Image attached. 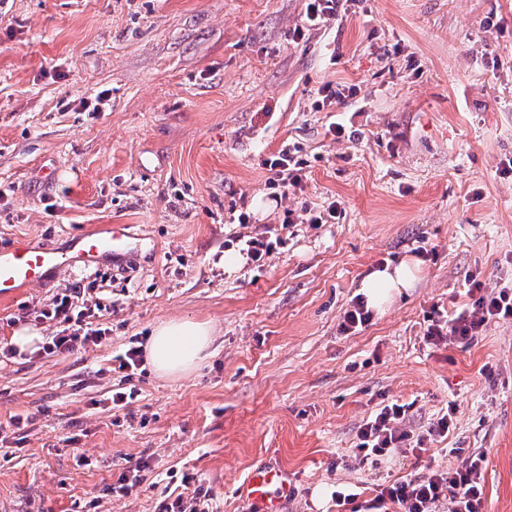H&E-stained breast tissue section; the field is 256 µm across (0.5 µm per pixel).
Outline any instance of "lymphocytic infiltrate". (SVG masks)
Segmentation results:
<instances>
[{
  "mask_svg": "<svg viewBox=\"0 0 512 512\" xmlns=\"http://www.w3.org/2000/svg\"><path fill=\"white\" fill-rule=\"evenodd\" d=\"M272 174L271 183L279 193L285 194L302 182L301 162L294 149L284 147L265 161ZM86 287H75L58 295L51 304L36 311V318L57 327L47 337L42 350L47 354L72 353L89 345H97L109 335V328L95 324L93 309L84 305ZM469 293L474 301L471 307L452 318H434L428 324L424 338L433 345L448 342L465 343L474 339L490 320H512V289H487L480 280H472ZM407 413L403 404L383 406L361 426L356 448L360 463L381 464L401 445L411 451L425 452L435 438L447 437L453 420L444 414L419 435H411L399 428ZM483 453L465 452L455 468L430 470L428 474L381 487L371 506L374 512H436L442 500H449L450 512H483ZM182 490L172 498H165L159 512H219L210 489L205 488L195 475L183 474Z\"/></svg>",
  "mask_w": 512,
  "mask_h": 512,
  "instance_id": "1",
  "label": "lymphocytic infiltrate"
}]
</instances>
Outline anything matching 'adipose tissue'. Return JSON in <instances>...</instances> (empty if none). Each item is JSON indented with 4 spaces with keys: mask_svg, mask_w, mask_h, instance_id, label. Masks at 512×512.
Wrapping results in <instances>:
<instances>
[{
    "mask_svg": "<svg viewBox=\"0 0 512 512\" xmlns=\"http://www.w3.org/2000/svg\"><path fill=\"white\" fill-rule=\"evenodd\" d=\"M415 262L403 261L373 270L362 291L368 306L383 309L403 292L413 288ZM213 329L205 322L168 320L159 324L146 345L148 362L158 375L181 377L194 372L202 363L212 342Z\"/></svg>",
    "mask_w": 512,
    "mask_h": 512,
    "instance_id": "1",
    "label": "adipose tissue"
}]
</instances>
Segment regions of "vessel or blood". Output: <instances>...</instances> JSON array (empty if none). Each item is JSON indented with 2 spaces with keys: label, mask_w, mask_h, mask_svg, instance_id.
<instances>
[{
  "label": "vessel or blood",
  "mask_w": 512,
  "mask_h": 512,
  "mask_svg": "<svg viewBox=\"0 0 512 512\" xmlns=\"http://www.w3.org/2000/svg\"><path fill=\"white\" fill-rule=\"evenodd\" d=\"M128 239L124 226L108 225L78 234L67 251L18 240L0 249V299H9L20 288L44 283L65 270L100 267L105 260L124 255ZM294 492L287 470L275 460L253 468L241 488L250 512H283Z\"/></svg>",
  "instance_id": "b4317fda"
}]
</instances>
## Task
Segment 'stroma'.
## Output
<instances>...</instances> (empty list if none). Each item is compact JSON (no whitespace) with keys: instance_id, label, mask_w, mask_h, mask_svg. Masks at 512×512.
<instances>
[{"instance_id":"obj_1","label":"stroma","mask_w":512,"mask_h":512,"mask_svg":"<svg viewBox=\"0 0 512 512\" xmlns=\"http://www.w3.org/2000/svg\"><path fill=\"white\" fill-rule=\"evenodd\" d=\"M303 13L304 0H0V248L60 250L101 224L136 244L0 300V348L25 324L54 335L26 311L78 285L116 307L100 345L0 361L10 512H159L183 473L245 512L239 488L269 458L296 486L285 512H351L337 488L364 502L456 467L460 448L486 455L485 512H512V321L464 346L423 338L431 317L470 307V279L512 286V0H355L297 40ZM326 84L346 95L320 109ZM100 94V111L82 108ZM286 144L307 165L275 201L264 161ZM331 202L334 223L282 228L285 209ZM242 229L287 244L256 269L224 246ZM404 259L414 287L341 332L364 278ZM171 319L213 327L202 365L175 379L142 366L136 398L113 407V356ZM389 403L408 405L407 431L446 413L453 428L426 454L360 465L359 428ZM141 461L143 482L112 494Z\"/></svg>"}]
</instances>
